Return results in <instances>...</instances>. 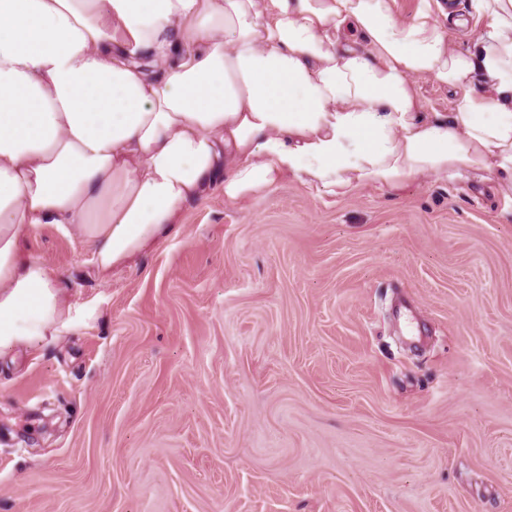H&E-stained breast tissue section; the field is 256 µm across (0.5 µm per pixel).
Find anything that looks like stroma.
I'll return each instance as SVG.
<instances>
[{
    "mask_svg": "<svg viewBox=\"0 0 512 512\" xmlns=\"http://www.w3.org/2000/svg\"><path fill=\"white\" fill-rule=\"evenodd\" d=\"M98 317L0 352V512H512V193L214 187L100 281Z\"/></svg>",
    "mask_w": 512,
    "mask_h": 512,
    "instance_id": "stroma-1",
    "label": "stroma"
}]
</instances>
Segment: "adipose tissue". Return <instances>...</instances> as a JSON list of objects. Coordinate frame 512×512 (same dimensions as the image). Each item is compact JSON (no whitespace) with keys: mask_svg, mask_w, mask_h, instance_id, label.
<instances>
[{"mask_svg":"<svg viewBox=\"0 0 512 512\" xmlns=\"http://www.w3.org/2000/svg\"><path fill=\"white\" fill-rule=\"evenodd\" d=\"M0 0V351L96 319L24 254L44 224L100 280L216 180L236 202L292 179L340 196L504 174L512 191V0ZM468 29L459 45L453 28ZM449 87L427 112L416 84Z\"/></svg>","mask_w":512,"mask_h":512,"instance_id":"ef3b65f1","label":"adipose tissue"}]
</instances>
